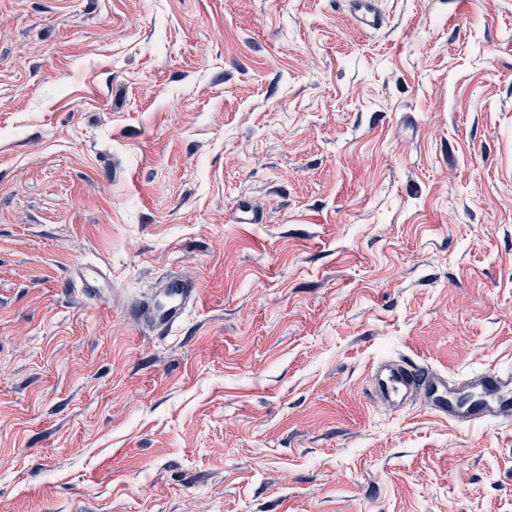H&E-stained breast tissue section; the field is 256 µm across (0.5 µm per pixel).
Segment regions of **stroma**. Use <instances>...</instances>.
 Returning <instances> with one entry per match:
<instances>
[{
    "label": "stroma",
    "mask_w": 512,
    "mask_h": 512,
    "mask_svg": "<svg viewBox=\"0 0 512 512\" xmlns=\"http://www.w3.org/2000/svg\"><path fill=\"white\" fill-rule=\"evenodd\" d=\"M380 2L0 0V512H512V427L368 396L512 371V0ZM353 19L365 29H378L384 17L377 9L378 0H343ZM200 297V288L191 279L170 275L153 288L152 296L128 309L129 320L149 324L162 333L169 331L192 308Z\"/></svg>",
    "instance_id": "1"
}]
</instances>
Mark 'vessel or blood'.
<instances>
[{
    "label": "vessel or blood",
    "instance_id": "vessel-or-blood-1",
    "mask_svg": "<svg viewBox=\"0 0 512 512\" xmlns=\"http://www.w3.org/2000/svg\"><path fill=\"white\" fill-rule=\"evenodd\" d=\"M344 2L361 27H382L384 18L377 9L378 0ZM199 297L195 281L170 275L155 285L149 300L129 308V319L166 332L197 305ZM371 395L395 413L417 402L434 416L459 425L512 423L511 371L491 369L456 383L432 367L405 358H389L374 369Z\"/></svg>",
    "mask_w": 512,
    "mask_h": 512
}]
</instances>
